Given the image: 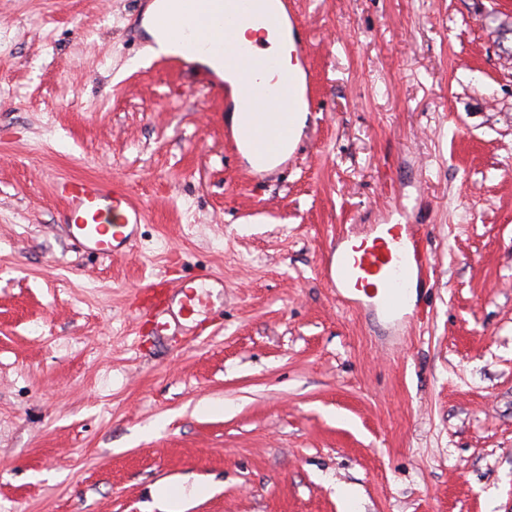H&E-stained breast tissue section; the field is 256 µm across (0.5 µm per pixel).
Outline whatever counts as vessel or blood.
Masks as SVG:
<instances>
[{"mask_svg":"<svg viewBox=\"0 0 512 512\" xmlns=\"http://www.w3.org/2000/svg\"><path fill=\"white\" fill-rule=\"evenodd\" d=\"M182 15L180 22L165 24L167 33L181 46L174 63L195 67L194 57L201 48L223 60L231 81L216 80L212 86L223 89L226 111L242 117L234 147L257 155V167L277 162L290 148L294 125L289 113L314 110L311 91L301 87L297 69H285L275 56L256 52L240 41L239 33L248 28L261 40L282 22H289L293 55L300 67L307 66V40L291 0H228L222 9L211 0H182ZM56 190L64 204L61 217L69 238L102 257L132 247L131 228L142 223L144 212L125 184L80 177L61 180ZM428 262L417 245L413 225L389 224L361 256L338 257L329 278L340 288L353 284L364 289L385 314L394 315L403 310L407 288ZM202 285V280L193 279L166 290L154 306L157 335L175 336L186 330L196 336L204 333V324L187 329L179 320L180 315H193L196 306L203 304ZM177 301L182 304L178 313L173 310Z\"/></svg>","mask_w":512,"mask_h":512,"instance_id":"obj_1","label":"vessel or blood"}]
</instances>
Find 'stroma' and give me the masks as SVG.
<instances>
[{
	"mask_svg": "<svg viewBox=\"0 0 512 512\" xmlns=\"http://www.w3.org/2000/svg\"><path fill=\"white\" fill-rule=\"evenodd\" d=\"M292 2L316 115L259 182L146 0H0V512H512V0ZM65 177L128 184L129 253L67 238ZM387 221L430 259L401 323L325 275ZM200 277L156 339L144 286ZM209 494V488L206 485L198 484L195 485L189 494H186L185 489H181V494L177 497H174L170 494L169 488L162 489L160 492V496L164 498L167 510L165 512H183V504L185 500L189 497H205Z\"/></svg>",
	"mask_w": 512,
	"mask_h": 512,
	"instance_id": "obj_1",
	"label": "stroma"
}]
</instances>
